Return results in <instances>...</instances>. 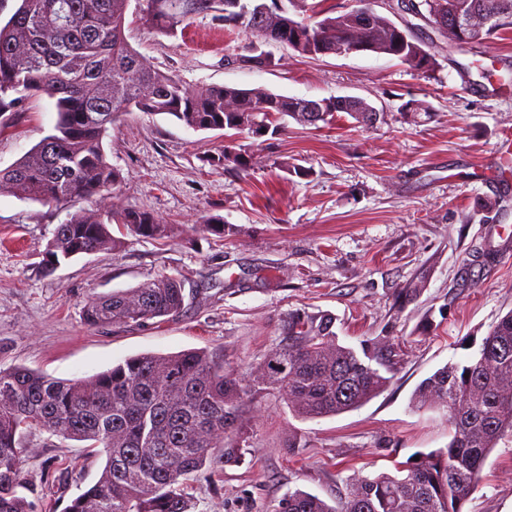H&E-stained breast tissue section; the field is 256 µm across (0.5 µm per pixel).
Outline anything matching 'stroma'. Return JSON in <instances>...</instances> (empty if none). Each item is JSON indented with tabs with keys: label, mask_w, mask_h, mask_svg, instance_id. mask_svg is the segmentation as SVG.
<instances>
[{
	"label": "stroma",
	"mask_w": 512,
	"mask_h": 512,
	"mask_svg": "<svg viewBox=\"0 0 512 512\" xmlns=\"http://www.w3.org/2000/svg\"><path fill=\"white\" fill-rule=\"evenodd\" d=\"M128 43L151 67L188 88L226 85L302 99L354 96L382 112L374 126L338 112L314 125L289 121L279 134L196 131L166 115L127 112L103 140L119 172L118 207L167 225L161 239L116 224L118 248L42 267L58 224L54 212L0 192V368L26 367L78 380L145 353L202 349L251 385L264 354L284 339L289 314L336 317L341 342L377 336L397 347L389 387L364 406L299 421L277 393L244 397L249 435L239 463L194 475L192 512H275L300 489L337 504L359 475L394 470L448 444V420L418 411L423 379L477 351L512 311V254L482 263L486 240L512 234V32L449 51L435 40L423 72L374 53L318 58L262 44L273 67L226 66L252 36L196 17L166 35L127 11ZM47 97L0 117V167L50 134ZM250 156L225 168L224 146ZM223 234L203 231L209 218ZM159 276L185 283L184 308L163 323L92 328L87 301ZM421 280L417 299L400 291ZM299 446L289 449V439ZM23 475L37 512H65L104 466L82 442L33 433ZM465 512H512V444L489 455Z\"/></svg>",
	"instance_id": "35a3bbf8"
}]
</instances>
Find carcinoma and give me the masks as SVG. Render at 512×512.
<instances>
[{
	"mask_svg": "<svg viewBox=\"0 0 512 512\" xmlns=\"http://www.w3.org/2000/svg\"><path fill=\"white\" fill-rule=\"evenodd\" d=\"M141 18L172 32L199 15L247 29L262 43H279L302 56L372 52L419 70L433 56L388 16L359 8L330 16L320 10L295 20L285 7L275 18L249 26L240 20L252 0H142ZM426 18L469 14L478 30L467 46L512 29V0H418ZM129 0H21L0 25V117L30 97L54 102V133L20 160L0 169V192L9 191L51 209L80 200L92 204L55 230L43 259L45 272L83 254L111 249L110 231L126 224L145 238L167 226L145 211L101 210L120 180L107 161L103 139L124 112L170 115L195 130L242 132L263 128L268 116L313 124L302 100L261 89L226 85L185 87L147 65L124 34ZM357 122L375 123L361 98L332 104ZM224 165L247 168L244 155L224 146ZM181 280L160 276L110 296L90 298L83 320L90 327L161 321L184 304ZM336 317L323 311L288 315V342L265 355L253 385L243 386L224 360L200 349L132 356L88 378L61 381L22 367L0 368V512H35L22 478L27 437L47 432L88 443L105 456L98 480L73 498L66 512H191L184 480L216 458L237 463L248 436L241 423L244 395L277 391L298 420L356 409L391 383L398 352L381 338L340 342ZM417 409L443 410L448 446L419 460L352 480L340 506L296 490L277 512H463L482 479L488 454L512 441V312L482 339L463 363L445 365L414 392Z\"/></svg>",
	"mask_w": 512,
	"mask_h": 512,
	"instance_id": "cac0c4a2",
	"label": "carcinoma"
}]
</instances>
